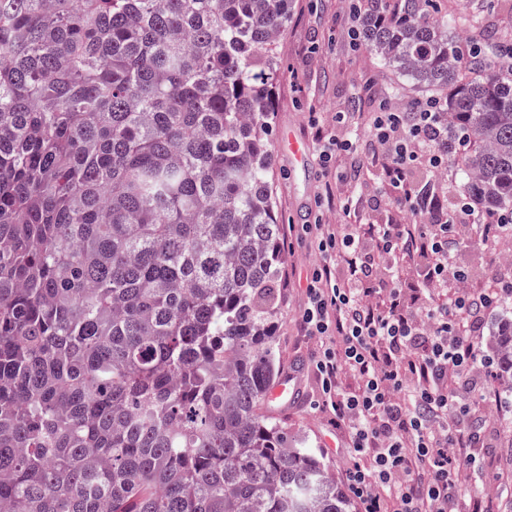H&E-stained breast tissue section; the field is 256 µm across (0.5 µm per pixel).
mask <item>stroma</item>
I'll list each match as a JSON object with an SVG mask.
<instances>
[{
  "label": "stroma",
  "mask_w": 512,
  "mask_h": 512,
  "mask_svg": "<svg viewBox=\"0 0 512 512\" xmlns=\"http://www.w3.org/2000/svg\"><path fill=\"white\" fill-rule=\"evenodd\" d=\"M353 21L347 0H293L288 25L277 48L278 72L274 84L275 110L270 148L274 156L272 191L282 224L288 225L287 252L280 269L285 298L276 319L275 334L287 374L298 384V398L286 406L287 431L304 446L316 448L337 475H344L346 460L337 445L342 432L334 416L318 408L320 382L311 361L313 339L305 336L300 315L305 303L299 280L305 279L318 257L308 247L301 230L305 224H333L337 217L327 207L328 195L358 200L359 219L383 224L395 214V191L383 179L382 162L373 155L369 138L346 156L348 173L337 181L333 166L325 164L321 147L311 135L312 123L335 129L336 115L355 112L360 118L377 111L380 102L405 110L421 100V92L399 85L367 50L350 47L345 33ZM307 147L305 164H296L288 152L289 137ZM512 254V239L494 245L467 235L457 247L459 261L473 269H499L502 256ZM486 418L489 445L480 449L483 478L461 477L458 510L469 512L473 500L487 503L492 512H512V414L495 409L487 399L481 410Z\"/></svg>",
  "instance_id": "1"
}]
</instances>
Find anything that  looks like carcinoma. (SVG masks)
Masks as SVG:
<instances>
[{"label":"carcinoma","mask_w":512,"mask_h":512,"mask_svg":"<svg viewBox=\"0 0 512 512\" xmlns=\"http://www.w3.org/2000/svg\"><path fill=\"white\" fill-rule=\"evenodd\" d=\"M512 210V26L368 0ZM290 0H0V512H353L268 409L285 249L269 149ZM512 367V318L498 329Z\"/></svg>","instance_id":"1"}]
</instances>
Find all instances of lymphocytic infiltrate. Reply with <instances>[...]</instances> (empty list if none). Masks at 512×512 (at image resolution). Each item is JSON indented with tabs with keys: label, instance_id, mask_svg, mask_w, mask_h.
I'll list each match as a JSON object with an SVG mask.
<instances>
[{
	"label": "lymphocytic infiltrate",
	"instance_id": "f902f5d3",
	"mask_svg": "<svg viewBox=\"0 0 512 512\" xmlns=\"http://www.w3.org/2000/svg\"><path fill=\"white\" fill-rule=\"evenodd\" d=\"M367 132L404 216L388 224H307L320 257L306 279L301 327L317 347L321 402L345 432L348 487L362 512H457L454 457L476 465L484 423L455 398L493 360L474 343L486 313L512 302V275L471 288L451 243L472 231L474 208L445 209L448 114L436 99L411 112H376ZM424 270L405 283L395 265ZM428 294L423 310L409 297ZM354 376L357 386L344 388Z\"/></svg>",
	"mask_w": 512,
	"mask_h": 512
}]
</instances>
